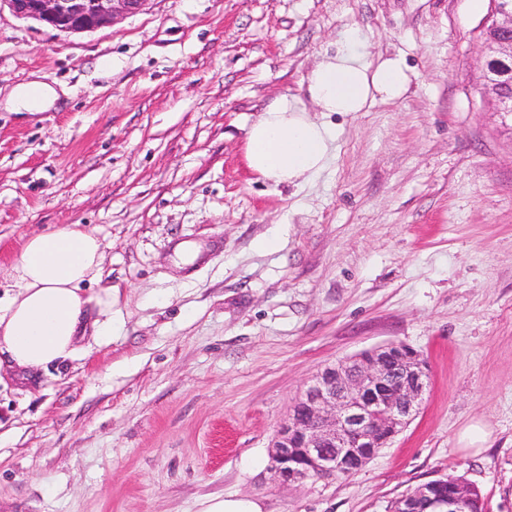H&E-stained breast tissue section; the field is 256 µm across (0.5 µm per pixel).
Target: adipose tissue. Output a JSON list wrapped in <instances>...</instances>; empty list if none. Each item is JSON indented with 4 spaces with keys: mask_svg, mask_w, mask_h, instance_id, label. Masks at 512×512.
Here are the masks:
<instances>
[{
    "mask_svg": "<svg viewBox=\"0 0 512 512\" xmlns=\"http://www.w3.org/2000/svg\"><path fill=\"white\" fill-rule=\"evenodd\" d=\"M303 82L306 98L280 96L246 131L248 167L276 186L304 185L325 169L336 132L323 114L400 99L411 74L401 56L369 58L346 48L323 55ZM103 260L99 238L78 224L28 237L11 267L14 288L0 297V353L19 369L37 371L72 358L85 332L110 338L111 289L84 291L101 280ZM93 307L100 318L91 322Z\"/></svg>",
    "mask_w": 512,
    "mask_h": 512,
    "instance_id": "1",
    "label": "adipose tissue"
}]
</instances>
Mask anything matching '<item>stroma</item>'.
<instances>
[{"label":"stroma","mask_w":512,"mask_h":512,"mask_svg":"<svg viewBox=\"0 0 512 512\" xmlns=\"http://www.w3.org/2000/svg\"><path fill=\"white\" fill-rule=\"evenodd\" d=\"M489 0H150L68 34L0 10V268L64 224L104 248L114 330L35 375L0 365V512H387L452 474L512 512V116L483 91ZM408 93L333 113L327 168L258 179L248 126L343 47ZM64 89L3 107L33 78ZM276 239V248L267 240ZM428 365L417 417L354 474L272 485L268 451L325 364ZM492 432L482 452L461 430ZM201 512H264L259 500L228 496L206 502Z\"/></svg>","instance_id":"obj_1"}]
</instances>
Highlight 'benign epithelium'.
<instances>
[{
    "label": "benign epithelium",
    "instance_id": "benign-epithelium-1",
    "mask_svg": "<svg viewBox=\"0 0 512 512\" xmlns=\"http://www.w3.org/2000/svg\"><path fill=\"white\" fill-rule=\"evenodd\" d=\"M14 14L65 33L91 32L144 9L150 0H3ZM490 32L481 39L482 74L490 79L496 111L512 116V0H491ZM428 385L425 362L414 349L390 343L321 369L293 402L279 425L267 472L280 486L336 478L385 448L415 417ZM476 512L479 490L455 481L447 494L438 482L419 485L394 512Z\"/></svg>",
    "mask_w": 512,
    "mask_h": 512
}]
</instances>
